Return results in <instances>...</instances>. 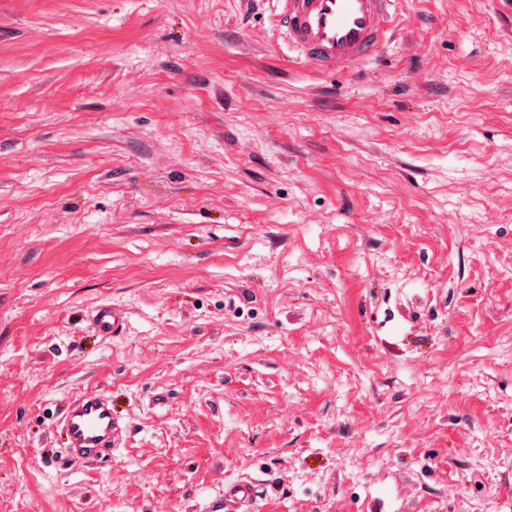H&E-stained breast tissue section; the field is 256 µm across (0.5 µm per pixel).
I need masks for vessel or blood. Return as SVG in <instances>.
Wrapping results in <instances>:
<instances>
[{
  "label": "vessel or blood",
  "instance_id": "b4317fda",
  "mask_svg": "<svg viewBox=\"0 0 512 512\" xmlns=\"http://www.w3.org/2000/svg\"><path fill=\"white\" fill-rule=\"evenodd\" d=\"M278 25L289 50L303 63L326 74H336L370 59L382 47L396 0H276ZM93 322L99 331L118 334L121 312L106 306ZM69 458L96 463L106 458L123 428L111 403L96 393L81 392L71 401L65 420ZM252 487L239 484L214 498L204 512H224L225 501L242 504Z\"/></svg>",
  "mask_w": 512,
  "mask_h": 512
}]
</instances>
